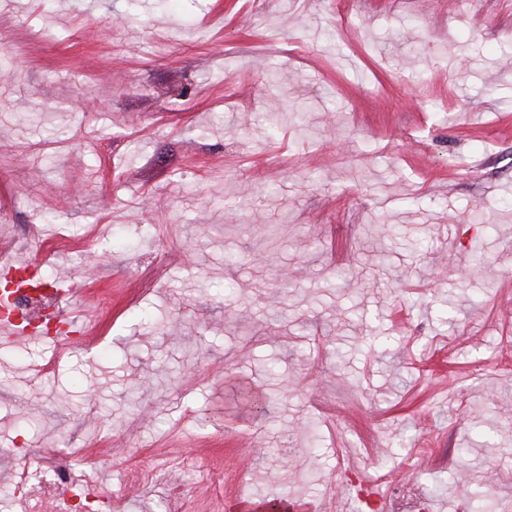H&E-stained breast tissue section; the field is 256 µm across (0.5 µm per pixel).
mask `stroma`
Wrapping results in <instances>:
<instances>
[{"instance_id": "obj_1", "label": "stroma", "mask_w": 512, "mask_h": 512, "mask_svg": "<svg viewBox=\"0 0 512 512\" xmlns=\"http://www.w3.org/2000/svg\"><path fill=\"white\" fill-rule=\"evenodd\" d=\"M1 50L0 256L99 335L0 342V512H512V0H0ZM232 386L236 391L238 400L248 406L257 415H263L266 412V399L256 393L253 388L243 380H235ZM56 489L54 510L56 512H102V502L80 493L67 485L64 472L59 470L52 483Z\"/></svg>"}]
</instances>
